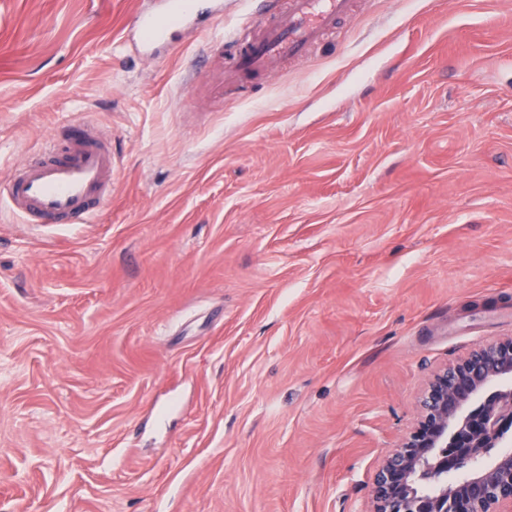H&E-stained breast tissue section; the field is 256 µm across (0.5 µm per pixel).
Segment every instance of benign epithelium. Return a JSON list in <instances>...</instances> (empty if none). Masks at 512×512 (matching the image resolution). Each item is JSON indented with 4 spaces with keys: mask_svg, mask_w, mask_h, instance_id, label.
<instances>
[{
    "mask_svg": "<svg viewBox=\"0 0 512 512\" xmlns=\"http://www.w3.org/2000/svg\"><path fill=\"white\" fill-rule=\"evenodd\" d=\"M415 428L383 461L373 483L374 512H512V453L451 483L435 497L417 493L416 470L436 448L451 469L499 444L512 421V338L487 343L435 373L422 394Z\"/></svg>",
    "mask_w": 512,
    "mask_h": 512,
    "instance_id": "7a95c632",
    "label": "benign epithelium"
}]
</instances>
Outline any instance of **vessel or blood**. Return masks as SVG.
Wrapping results in <instances>:
<instances>
[{"instance_id": "vessel-or-blood-1", "label": "vessel or blood", "mask_w": 512, "mask_h": 512, "mask_svg": "<svg viewBox=\"0 0 512 512\" xmlns=\"http://www.w3.org/2000/svg\"><path fill=\"white\" fill-rule=\"evenodd\" d=\"M351 0H288L275 5L260 37L240 46L224 82L254 72L274 73L280 60L299 57L350 11ZM224 16L222 0H154L135 13L131 31L145 47L166 41L170 29L202 32ZM117 164L111 141L80 122L55 131L36 156L0 181V198L28 223L84 224L112 195Z\"/></svg>"}]
</instances>
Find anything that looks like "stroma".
I'll use <instances>...</instances> for the list:
<instances>
[{
	"instance_id": "stroma-1",
	"label": "stroma",
	"mask_w": 512,
	"mask_h": 512,
	"mask_svg": "<svg viewBox=\"0 0 512 512\" xmlns=\"http://www.w3.org/2000/svg\"><path fill=\"white\" fill-rule=\"evenodd\" d=\"M139 3L0 0V179L70 121L117 156L88 223L0 214V512H372L512 337V0H356L220 95L263 0L152 56Z\"/></svg>"
}]
</instances>
